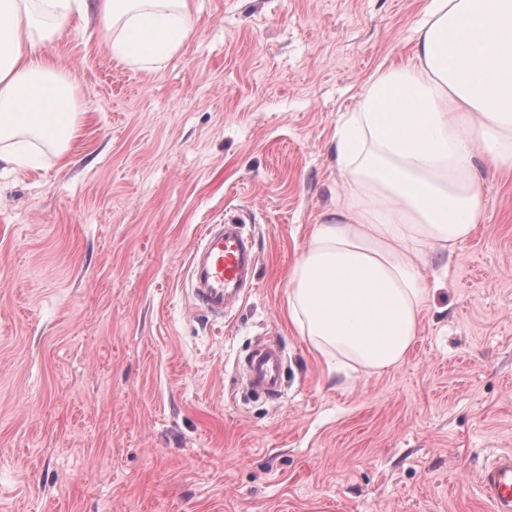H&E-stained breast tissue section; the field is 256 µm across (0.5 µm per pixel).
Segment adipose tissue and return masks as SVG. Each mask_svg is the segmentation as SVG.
I'll list each match as a JSON object with an SVG mask.
<instances>
[{"label":"adipose tissue","instance_id":"1","mask_svg":"<svg viewBox=\"0 0 512 512\" xmlns=\"http://www.w3.org/2000/svg\"><path fill=\"white\" fill-rule=\"evenodd\" d=\"M96 10L113 57L154 72L195 28L188 0H0V167L64 156L81 96L42 49ZM342 189L288 273L298 335L338 366L381 374L416 341L421 271L485 209L481 163L512 170V0H426L410 53L380 65L331 139Z\"/></svg>","mask_w":512,"mask_h":512}]
</instances>
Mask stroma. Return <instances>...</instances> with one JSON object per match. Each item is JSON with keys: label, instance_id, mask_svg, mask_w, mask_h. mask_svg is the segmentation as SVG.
<instances>
[{"label": "stroma", "instance_id": "obj_1", "mask_svg": "<svg viewBox=\"0 0 512 512\" xmlns=\"http://www.w3.org/2000/svg\"><path fill=\"white\" fill-rule=\"evenodd\" d=\"M158 73L96 14L46 54L82 88L65 161L0 173V512H493L512 453V173L484 168L472 238L405 361L329 370L285 316L287 274L341 179L330 140L409 54L425 0H189ZM251 216L258 286L224 320L185 286L204 225ZM284 356L278 399L242 361ZM481 482L495 512L512 511V454L500 456L484 470Z\"/></svg>", "mask_w": 512, "mask_h": 512}]
</instances>
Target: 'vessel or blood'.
<instances>
[{
  "mask_svg": "<svg viewBox=\"0 0 512 512\" xmlns=\"http://www.w3.org/2000/svg\"><path fill=\"white\" fill-rule=\"evenodd\" d=\"M255 238L244 218L204 225L187 270L193 305L213 319H223L257 286ZM254 389L273 398L282 385V355L272 345L255 346L243 364ZM481 482L494 512H512V454L500 456L483 471Z\"/></svg>",
  "mask_w": 512,
  "mask_h": 512,
  "instance_id": "1",
  "label": "vessel or blood"
}]
</instances>
